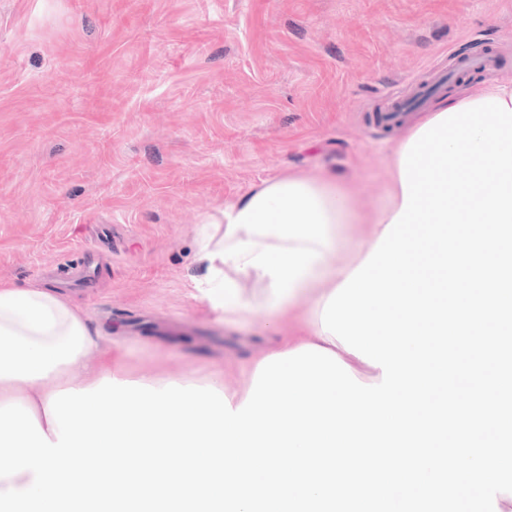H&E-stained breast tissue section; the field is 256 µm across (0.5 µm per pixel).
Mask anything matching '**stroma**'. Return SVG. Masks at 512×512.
Masks as SVG:
<instances>
[{"label":"stroma","instance_id":"1","mask_svg":"<svg viewBox=\"0 0 512 512\" xmlns=\"http://www.w3.org/2000/svg\"><path fill=\"white\" fill-rule=\"evenodd\" d=\"M512 75V0H0V280L61 290L124 374L242 393L261 308L201 296L203 220L275 176L328 174L360 214L386 194L375 124L462 48Z\"/></svg>","mask_w":512,"mask_h":512}]
</instances>
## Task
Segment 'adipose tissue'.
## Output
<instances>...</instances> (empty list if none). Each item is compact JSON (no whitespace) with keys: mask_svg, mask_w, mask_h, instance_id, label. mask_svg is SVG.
I'll list each match as a JSON object with an SVG mask.
<instances>
[{"mask_svg":"<svg viewBox=\"0 0 512 512\" xmlns=\"http://www.w3.org/2000/svg\"><path fill=\"white\" fill-rule=\"evenodd\" d=\"M407 143L403 137L389 148L390 183L373 216L370 244L340 263H333L332 254L345 244L342 227L355 223L359 213L348 190L331 180L276 177L204 222L198 239L206 263L199 285L203 299L226 323H237L253 305L239 284L259 279L265 284L261 303L273 317L308 305L305 330L276 334L274 353L313 345L344 355V346L323 332L321 312L400 211V161ZM120 361L112 347H97L86 315L58 294L0 281V407L22 402L46 436H53L49 398L75 385L76 374L83 389L119 378Z\"/></svg>","mask_w":512,"mask_h":512,"instance_id":"1","label":"adipose tissue"}]
</instances>
